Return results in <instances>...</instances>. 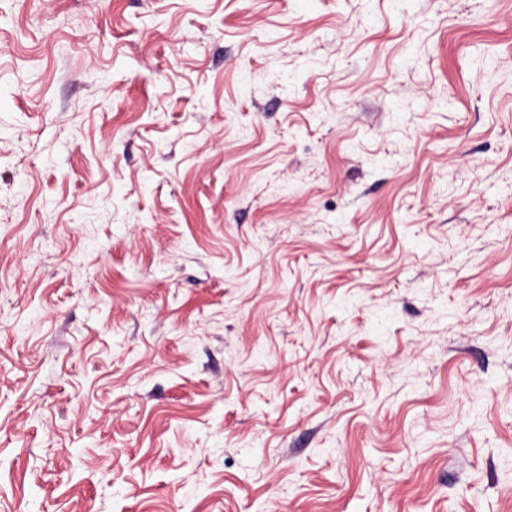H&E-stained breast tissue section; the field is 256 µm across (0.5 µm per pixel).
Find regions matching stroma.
<instances>
[{
  "label": "stroma",
  "mask_w": 512,
  "mask_h": 512,
  "mask_svg": "<svg viewBox=\"0 0 512 512\" xmlns=\"http://www.w3.org/2000/svg\"><path fill=\"white\" fill-rule=\"evenodd\" d=\"M0 512H512V0H0Z\"/></svg>",
  "instance_id": "35a3bbf8"
}]
</instances>
